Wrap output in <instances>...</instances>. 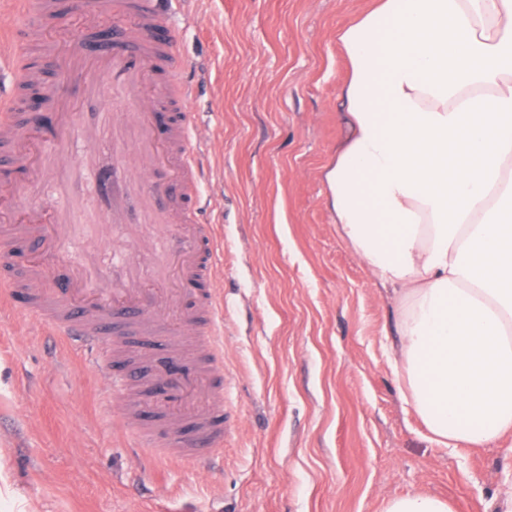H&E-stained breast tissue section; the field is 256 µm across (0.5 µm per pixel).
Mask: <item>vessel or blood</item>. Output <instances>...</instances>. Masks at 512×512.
<instances>
[{"label":"vessel or blood","instance_id":"1","mask_svg":"<svg viewBox=\"0 0 512 512\" xmlns=\"http://www.w3.org/2000/svg\"><path fill=\"white\" fill-rule=\"evenodd\" d=\"M173 2L79 0L88 28L110 13L133 20L111 43L64 50L28 20L35 7L52 14L54 0H5L27 20L0 28V68L31 41L83 91L56 98L47 133L16 116L19 87L0 96V143L25 175L0 182V242L44 250L21 275H0V303L27 295L26 315L51 335L108 351L96 367L120 383L129 432L161 459L205 467L224 446V302L213 279L222 252L197 217L204 153L185 110L190 89L170 94L174 42L156 37ZM117 241L128 252L105 264Z\"/></svg>","mask_w":512,"mask_h":512}]
</instances>
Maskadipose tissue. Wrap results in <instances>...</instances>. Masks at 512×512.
Segmentation results:
<instances>
[{
	"label": "adipose tissue",
	"instance_id": "adipose-tissue-1",
	"mask_svg": "<svg viewBox=\"0 0 512 512\" xmlns=\"http://www.w3.org/2000/svg\"><path fill=\"white\" fill-rule=\"evenodd\" d=\"M336 42L326 204L392 292L404 403L482 447L512 433V0H376Z\"/></svg>",
	"mask_w": 512,
	"mask_h": 512
}]
</instances>
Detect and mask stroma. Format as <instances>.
I'll list each match as a JSON object with an SVG mask.
<instances>
[{
    "label": "stroma",
    "instance_id": "stroma-1",
    "mask_svg": "<svg viewBox=\"0 0 512 512\" xmlns=\"http://www.w3.org/2000/svg\"><path fill=\"white\" fill-rule=\"evenodd\" d=\"M372 0H181L199 215L222 245L224 448L153 458L86 376V353L0 307V512H383L408 493L498 512L512 434L438 447L404 403L394 313L341 237L322 172L349 135L336 31ZM42 28L85 37L57 0Z\"/></svg>",
    "mask_w": 512,
    "mask_h": 512
}]
</instances>
